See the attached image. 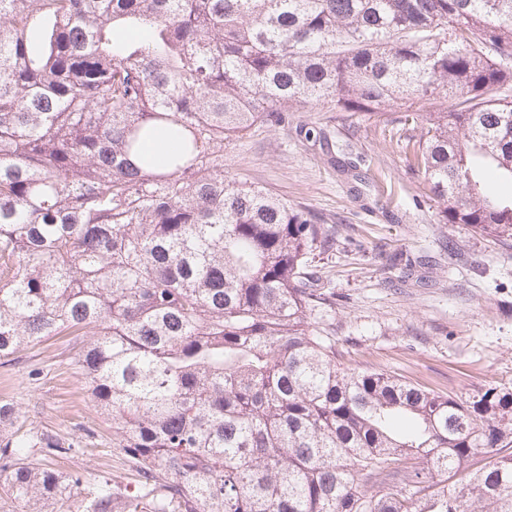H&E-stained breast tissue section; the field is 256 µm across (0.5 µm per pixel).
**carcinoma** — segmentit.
Segmentation results:
<instances>
[{"label": "carcinoma", "mask_w": 512, "mask_h": 512, "mask_svg": "<svg viewBox=\"0 0 512 512\" xmlns=\"http://www.w3.org/2000/svg\"><path fill=\"white\" fill-rule=\"evenodd\" d=\"M308 105L419 123L439 223L512 248V0H0V359L85 337L139 474L35 463L71 447L0 401L26 512H512V384L342 367L310 320L336 230L224 175Z\"/></svg>", "instance_id": "cac0c4a2"}]
</instances>
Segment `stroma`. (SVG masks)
<instances>
[{
	"label": "stroma",
	"mask_w": 512,
	"mask_h": 512,
	"mask_svg": "<svg viewBox=\"0 0 512 512\" xmlns=\"http://www.w3.org/2000/svg\"><path fill=\"white\" fill-rule=\"evenodd\" d=\"M365 122L355 112L304 107L287 125L259 126L224 146L225 175L255 183L336 229V249L314 262L331 304L316 308L344 366L401 375L425 387L468 395L512 383V249L442 224L437 204L394 135L419 139V126ZM416 265L404 274L406 258ZM78 336L31 344L0 364V401L24 429L70 443L41 466L86 479L110 478L122 492L139 481L112 442L74 360Z\"/></svg>",
	"instance_id": "stroma-1"
}]
</instances>
